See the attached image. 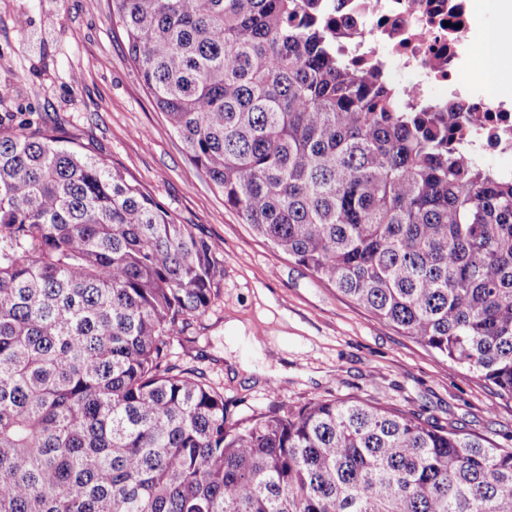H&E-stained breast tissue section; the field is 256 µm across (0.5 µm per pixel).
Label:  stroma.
Listing matches in <instances>:
<instances>
[{"mask_svg": "<svg viewBox=\"0 0 512 512\" xmlns=\"http://www.w3.org/2000/svg\"><path fill=\"white\" fill-rule=\"evenodd\" d=\"M111 0H0V117L62 125L219 246L210 309L177 362L202 371L232 419L323 398L386 402L512 448V401L373 319L274 249L224 204L157 112L109 20Z\"/></svg>", "mask_w": 512, "mask_h": 512, "instance_id": "35a3bbf8", "label": "stroma"}]
</instances>
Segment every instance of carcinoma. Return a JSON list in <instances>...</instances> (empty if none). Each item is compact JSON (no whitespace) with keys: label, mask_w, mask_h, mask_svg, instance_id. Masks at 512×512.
Segmentation results:
<instances>
[{"label":"carcinoma","mask_w":512,"mask_h":512,"mask_svg":"<svg viewBox=\"0 0 512 512\" xmlns=\"http://www.w3.org/2000/svg\"><path fill=\"white\" fill-rule=\"evenodd\" d=\"M260 236L512 400V179L336 51L319 0H111ZM217 249L60 127L0 122V512H512V448L384 403L228 420L173 361Z\"/></svg>","instance_id":"cac0c4a2"}]
</instances>
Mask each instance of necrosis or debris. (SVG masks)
Returning <instances> with one entry per match:
<instances>
[{"instance_id": "obj_1", "label": "necrosis or debris", "mask_w": 512, "mask_h": 512, "mask_svg": "<svg viewBox=\"0 0 512 512\" xmlns=\"http://www.w3.org/2000/svg\"><path fill=\"white\" fill-rule=\"evenodd\" d=\"M323 6L347 32L352 57L398 86L403 106L444 112L449 92L469 89V154L512 158V107L491 98L473 76L481 25L476 0H324Z\"/></svg>"}]
</instances>
